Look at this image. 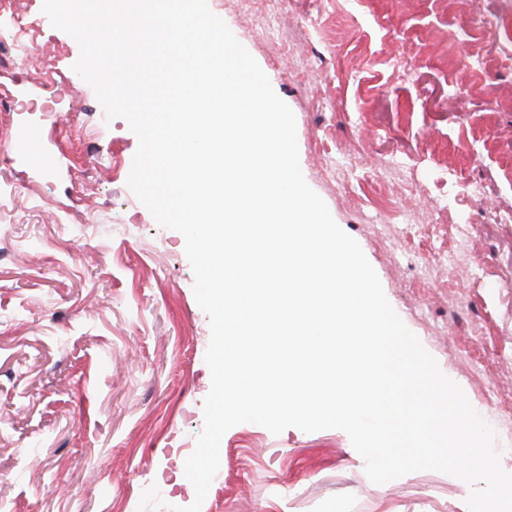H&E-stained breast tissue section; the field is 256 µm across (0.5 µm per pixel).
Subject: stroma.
Instances as JSON below:
<instances>
[{
  "label": "stroma",
  "mask_w": 512,
  "mask_h": 512,
  "mask_svg": "<svg viewBox=\"0 0 512 512\" xmlns=\"http://www.w3.org/2000/svg\"><path fill=\"white\" fill-rule=\"evenodd\" d=\"M43 0H0V512L175 506L211 389L177 231L127 185ZM296 119L299 163L512 472V0H208ZM42 21L36 49L18 21ZM39 131L41 155L15 152ZM201 512H468L434 470L384 484L339 429L230 428Z\"/></svg>",
  "instance_id": "obj_1"
}]
</instances>
